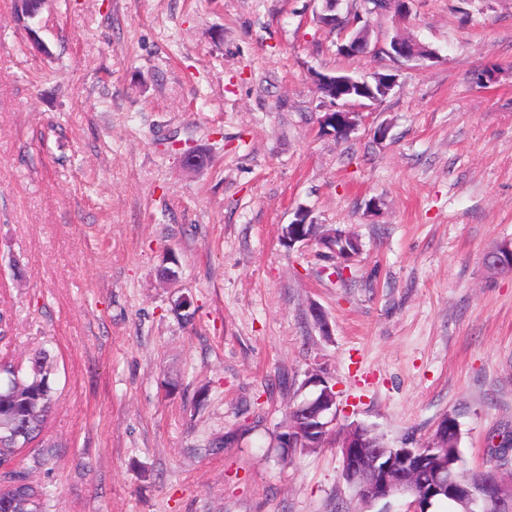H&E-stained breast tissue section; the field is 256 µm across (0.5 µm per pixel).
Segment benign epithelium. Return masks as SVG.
I'll return each mask as SVG.
<instances>
[{"instance_id": "7a95c632", "label": "benign epithelium", "mask_w": 512, "mask_h": 512, "mask_svg": "<svg viewBox=\"0 0 512 512\" xmlns=\"http://www.w3.org/2000/svg\"><path fill=\"white\" fill-rule=\"evenodd\" d=\"M322 2V12L317 15V20L325 27L342 23L340 48L348 54L366 51L370 43L371 20L350 15L345 22L336 15H329V10L337 9L342 0ZM44 3L45 0H15L17 14L23 19L36 17ZM390 54L408 61L430 58L426 47L403 37L391 40ZM318 83L335 86L332 110L319 118V129L339 138L355 126V113L349 110L350 103L378 100L363 82L346 75L320 77ZM502 249L512 254V241L502 242L500 247L484 254L483 262L488 269L501 267ZM342 447L348 485L359 499L370 503L403 497L408 499L407 512H430L434 498L445 494L460 512H502L504 505L512 502L511 477L506 479L498 472L488 474L481 470L459 481L452 470L453 463L448 461V454L442 451L423 453L417 448H386L360 428L353 430Z\"/></svg>"}]
</instances>
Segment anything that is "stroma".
I'll return each mask as SVG.
<instances>
[{
  "label": "stroma",
  "instance_id": "35a3bbf8",
  "mask_svg": "<svg viewBox=\"0 0 512 512\" xmlns=\"http://www.w3.org/2000/svg\"><path fill=\"white\" fill-rule=\"evenodd\" d=\"M321 8L47 0L25 26L0 0V315L15 360L56 362L49 512H406L353 496L347 427L419 448L453 416L470 472L512 431V274L483 263L512 240V0H412L354 57ZM318 72L396 83L339 139ZM301 207L359 256L287 246ZM314 375L336 422L288 462ZM391 49L390 54L394 57L408 61L428 59L432 56L427 54L430 50L426 49L425 46L403 37H394L391 40ZM301 403L289 409L288 422L285 427H287L288 430H293V434L297 437V441L301 439V448H299L300 452L304 451V448H308L309 450L323 448L327 442L330 429L327 430L326 432H323L320 435V437L316 440L309 439L308 428L311 423H307L305 413L303 411L298 410V406ZM293 434L289 432L285 435H282L281 440L279 441V444L282 446V449L287 448L289 450L290 448H294L293 451L288 454L283 450V453L286 454V457H291L298 450V448L296 447H298L299 442L296 441V438L295 436H293Z\"/></svg>",
  "mask_w": 512,
  "mask_h": 512
}]
</instances>
